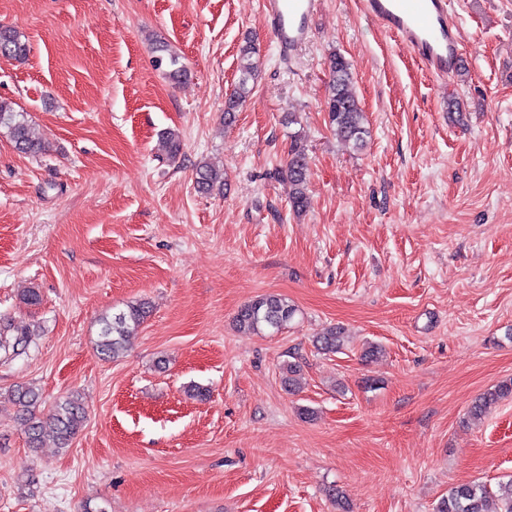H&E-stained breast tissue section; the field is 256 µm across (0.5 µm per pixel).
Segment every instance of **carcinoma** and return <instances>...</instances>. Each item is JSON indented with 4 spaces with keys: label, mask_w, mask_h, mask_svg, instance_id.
<instances>
[{
    "label": "carcinoma",
    "mask_w": 512,
    "mask_h": 512,
    "mask_svg": "<svg viewBox=\"0 0 512 512\" xmlns=\"http://www.w3.org/2000/svg\"><path fill=\"white\" fill-rule=\"evenodd\" d=\"M29 52L28 44L21 35L10 27H0V54L23 60ZM155 57V66L168 65L170 77L182 78L186 70L178 65L172 55ZM258 52L252 41H246L240 49V78L234 92L225 101L224 122L230 124L235 114L248 97L251 88L249 81L257 70ZM331 80L328 85L326 109L330 127L336 136L346 143L360 148L368 134L366 117L360 108L352 89V75L346 59L333 54L329 60ZM0 134L6 136L20 153L38 155L48 151L49 143L37 137L30 126L28 114L16 111L11 104L0 101ZM308 157L305 148L297 140H292L288 149L286 168L275 171L278 179L288 182L289 203L297 213L310 205L307 183ZM224 173L207 164L196 167L195 188L198 192L210 194L224 191ZM297 309L279 294H266L243 305L237 312L235 321L239 329L248 332H261L266 328L281 330L292 322ZM149 313L147 303L129 304L124 309L105 315L99 319L100 330L97 339L99 354L105 359H117L126 350L130 339L136 335ZM31 332L25 325H14L10 320L0 321V347L12 350L15 355L25 351L30 344ZM322 350H338L343 346L341 330L332 327L318 340ZM282 384L292 391L300 384V366L290 362L283 368ZM10 396L13 402L27 415L28 444L36 450L43 441L51 437L60 448L69 446L70 441L86 420V412L77 394H70L57 401L46 410L40 409L42 395L30 384L12 387ZM512 397V381L503 382L479 394L468 409V416L481 419L501 400ZM436 512H512V478L498 484L493 491L481 484L466 483L448 489Z\"/></svg>",
    "instance_id": "1"
}]
</instances>
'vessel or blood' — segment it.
Segmentation results:
<instances>
[{"mask_svg":"<svg viewBox=\"0 0 512 512\" xmlns=\"http://www.w3.org/2000/svg\"><path fill=\"white\" fill-rule=\"evenodd\" d=\"M450 0H364V14L440 78L453 74L465 51ZM318 0H263L266 30L280 56H292L311 34Z\"/></svg>","mask_w":512,"mask_h":512,"instance_id":"1","label":"vessel or blood"}]
</instances>
